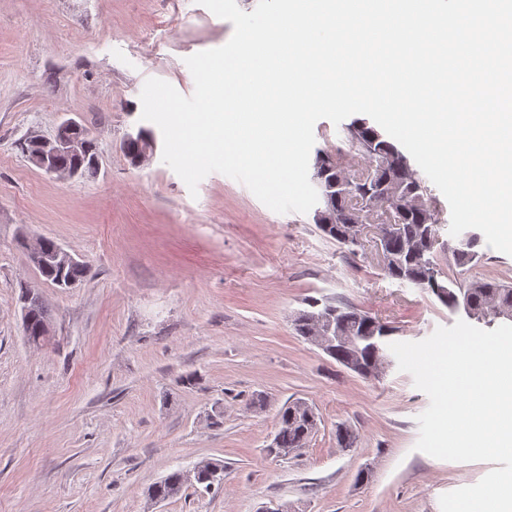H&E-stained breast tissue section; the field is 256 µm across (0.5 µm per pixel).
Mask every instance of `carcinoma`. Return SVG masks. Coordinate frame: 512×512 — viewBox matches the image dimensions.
I'll return each instance as SVG.
<instances>
[{"label":"carcinoma","mask_w":512,"mask_h":512,"mask_svg":"<svg viewBox=\"0 0 512 512\" xmlns=\"http://www.w3.org/2000/svg\"><path fill=\"white\" fill-rule=\"evenodd\" d=\"M78 134L83 136L88 145L90 156L85 158L74 154L59 157V163L65 167L76 164L83 165V173L91 176L97 167L90 163V158L97 155L96 147L85 135V129ZM346 138L350 146L347 154L333 156L319 151L315 157L318 166L314 167L313 178L323 187L322 201L326 209L336 214V223L324 230V233L342 241L347 228L345 216L355 208L353 199L360 198L367 204L376 207L373 220L379 222L384 216L380 210V182L384 181L400 187L404 194L421 195L425 187L417 173L412 169L405 155L390 141L369 125L365 119H356L348 127ZM155 143L154 131L141 127L134 139H124L122 152L130 161H135ZM384 155L392 159V163L382 171H370L361 180L357 189L351 194L336 192L332 186L345 170L352 167V160L358 156L371 159ZM399 230L397 235L387 242L389 259L384 262L385 274L402 283H409L432 294L443 306L451 309H464L474 314V320L491 327L498 320V314L507 310L512 312V286L494 278L479 282L463 284L444 274L434 260L433 250L426 248V242H438V222L435 211L428 206L422 212L407 211L397 218ZM479 239L475 234H467L455 247H448L457 266H471L479 258L475 247ZM39 274L52 284L59 282L68 284L81 281L88 272L82 262L68 264L64 268H38ZM24 294L29 296L28 323L24 326L27 339H45L50 328L49 317L38 292L27 288ZM309 309L304 310L295 318L296 330L306 340H312L315 314L327 311H339L342 328L362 336L360 358L364 365L375 368L383 362H389L388 338L392 328L353 306L345 303L321 301L316 298L308 300ZM318 425V416L314 408L304 401H293L286 404L279 413L278 429L274 436V447L267 451L277 456H286L291 451L305 447L313 436L314 427ZM185 484L183 473L174 471L163 481L155 485L151 495L159 500L174 498L181 492Z\"/></svg>","instance_id":"cac0c4a2"}]
</instances>
